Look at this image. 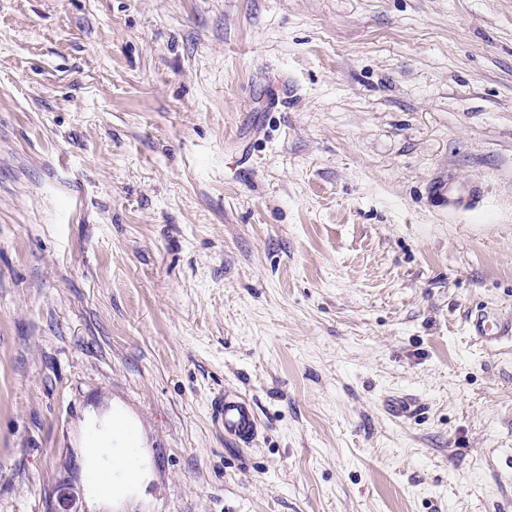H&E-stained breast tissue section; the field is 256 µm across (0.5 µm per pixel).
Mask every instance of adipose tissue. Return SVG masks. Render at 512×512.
<instances>
[{
    "instance_id": "1",
    "label": "adipose tissue",
    "mask_w": 512,
    "mask_h": 512,
    "mask_svg": "<svg viewBox=\"0 0 512 512\" xmlns=\"http://www.w3.org/2000/svg\"><path fill=\"white\" fill-rule=\"evenodd\" d=\"M140 445L137 426L121 405L104 415H86L80 454L91 499L104 501L118 492L142 491L149 470Z\"/></svg>"
}]
</instances>
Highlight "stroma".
I'll return each mask as SVG.
<instances>
[{
  "label": "stroma",
  "instance_id": "1",
  "mask_svg": "<svg viewBox=\"0 0 512 512\" xmlns=\"http://www.w3.org/2000/svg\"><path fill=\"white\" fill-rule=\"evenodd\" d=\"M485 305L512 0H0V512H512ZM115 403L150 480L99 504L82 423ZM212 417L224 434L249 444L258 434L259 423L252 404L239 394L224 392L211 403Z\"/></svg>",
  "mask_w": 512,
  "mask_h": 512
}]
</instances>
